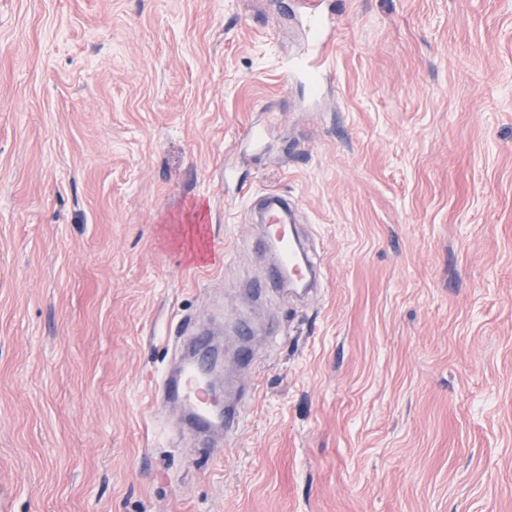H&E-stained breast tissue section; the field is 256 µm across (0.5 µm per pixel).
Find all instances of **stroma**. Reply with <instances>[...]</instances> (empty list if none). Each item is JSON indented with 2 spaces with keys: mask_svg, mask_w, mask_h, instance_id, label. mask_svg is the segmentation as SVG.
<instances>
[{
  "mask_svg": "<svg viewBox=\"0 0 512 512\" xmlns=\"http://www.w3.org/2000/svg\"><path fill=\"white\" fill-rule=\"evenodd\" d=\"M0 0L5 512H512V0ZM268 125L263 148L245 140ZM295 198L223 460L156 406ZM309 31H313L316 36L312 38L314 54L304 64V70L308 77H314L323 83L324 81V62L326 53V43L324 36L326 31L332 27L334 18L329 14H324L319 0H302ZM264 207L268 213L267 224L263 225L264 246L275 253L282 278L288 274L307 282L308 287L320 279V270L316 263L300 247L296 239L295 225L289 220L284 223V214L290 215L293 204L287 196L278 192H268L263 197ZM304 290H311V288Z\"/></svg>",
  "mask_w": 512,
  "mask_h": 512,
  "instance_id": "stroma-1",
  "label": "stroma"
}]
</instances>
